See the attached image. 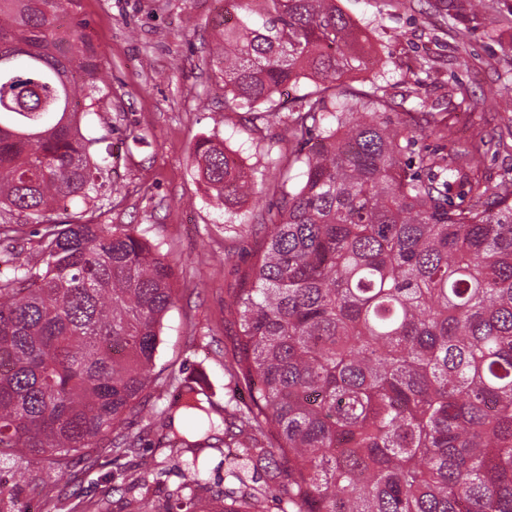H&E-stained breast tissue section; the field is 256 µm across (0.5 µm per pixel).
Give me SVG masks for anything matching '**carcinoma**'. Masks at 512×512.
Listing matches in <instances>:
<instances>
[{
    "label": "carcinoma",
    "mask_w": 512,
    "mask_h": 512,
    "mask_svg": "<svg viewBox=\"0 0 512 512\" xmlns=\"http://www.w3.org/2000/svg\"><path fill=\"white\" fill-rule=\"evenodd\" d=\"M83 0H0V239L39 237L35 263L0 251V449L23 448L21 476L61 470L123 432L154 374L173 270L145 231L102 224L112 209L83 116L104 112L100 55ZM70 17L65 28L61 16ZM213 61L224 111L288 126L304 181L267 226L264 250L231 313L240 328L230 375L249 403L228 402L224 437L240 486L288 465L281 512H512V172L405 158L414 117L381 87L343 81L366 38L336 0H224ZM311 89L284 112L278 95ZM192 153L218 208L253 193L215 137ZM484 198L449 201V178ZM78 199L68 221L53 219ZM179 395L154 417L169 441L198 448L220 424L210 399L171 376ZM189 476L137 512H261L244 492L207 497L199 457L172 460Z\"/></svg>",
    "instance_id": "carcinoma-1"
}]
</instances>
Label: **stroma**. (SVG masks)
I'll return each instance as SVG.
<instances>
[{"label":"stroma","mask_w":512,"mask_h":512,"mask_svg":"<svg viewBox=\"0 0 512 512\" xmlns=\"http://www.w3.org/2000/svg\"><path fill=\"white\" fill-rule=\"evenodd\" d=\"M337 3L368 38L367 63L346 83L358 90L380 85L396 106L389 120L416 106L425 112L414 154L460 166L479 132L492 143L483 181L512 170V0H485L479 13L465 0ZM223 11L224 0H84L107 95L106 111L88 114L84 124L98 139L96 152L112 153L115 188L102 221L139 225L171 265L177 300L163 321L155 371L199 382L217 421L228 400L249 399L228 372L239 326L227 310L261 254L267 225L303 180L298 164L283 185L269 169L271 159L288 158L287 126H256L248 114L224 111V86L209 55ZM213 135L257 190L230 220L209 199L190 156L197 139ZM173 395L170 386L149 389L141 412L130 417L128 431L141 437L137 454L119 456L104 444L67 472L20 480L5 470L0 483L27 512H70L77 502L105 497L111 512H136L131 482L144 477L164 490L183 481L168 467L166 441L152 424ZM145 457L164 473H144Z\"/></svg>","instance_id":"obj_1"}]
</instances>
